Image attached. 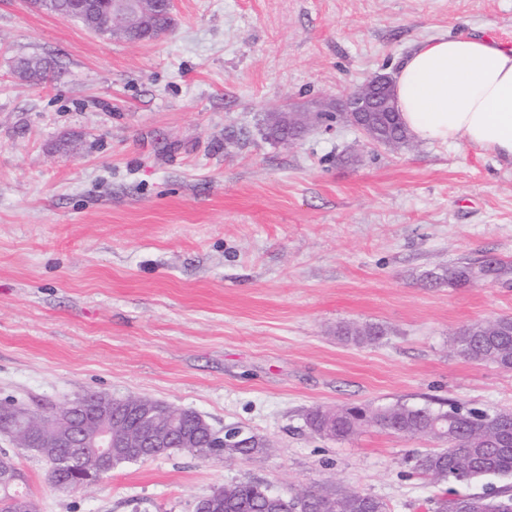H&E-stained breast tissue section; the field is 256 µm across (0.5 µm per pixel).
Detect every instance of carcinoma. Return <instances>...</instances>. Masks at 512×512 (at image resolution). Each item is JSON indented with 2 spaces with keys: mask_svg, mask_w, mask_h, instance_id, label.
Instances as JSON below:
<instances>
[{
  "mask_svg": "<svg viewBox=\"0 0 512 512\" xmlns=\"http://www.w3.org/2000/svg\"><path fill=\"white\" fill-rule=\"evenodd\" d=\"M112 0H92V5L77 21L86 28L105 33ZM173 18L158 14L147 29L133 35V40L150 38V30L169 28ZM16 70L23 78L42 81L48 66L38 60L22 58ZM370 132L377 142L403 146L409 136L396 112L392 89L381 94V109L367 116ZM425 279L433 288L465 287L478 282L498 283L512 287V264L500 259L477 262L463 261L448 268L430 270ZM336 335L354 344H371L384 336L379 325L353 326L339 324ZM453 350L461 357L480 363H492L512 371V317L492 321H475L460 329L452 339ZM92 407L79 413L74 423L88 433L107 428L113 435L135 433L139 420L127 416L114 422L122 410H113V399L102 394L89 395ZM161 411L168 418H177L183 435L192 440L190 452L208 460L224 461L237 456L251 457L266 450L265 441L255 434L248 437L244 448H216L217 439L202 427L198 417L179 414L166 407ZM0 412L17 417V429L31 439L49 435L44 424L45 414L28 412L12 404H0ZM310 430L334 440H346L362 427H376L390 434L407 438H425L438 443L432 450L413 457L414 469L435 482L470 486L490 476L512 475V413L476 410L458 401L448 402V408L430 405L412 406L397 402L375 409L364 406L343 407L336 411L316 409L307 416ZM11 470V480L0 483V512H36L33 500L19 490L24 475L11 460L3 456L0 467ZM101 469L97 449L88 448L77 465H61L50 471L51 481L58 485L66 480L87 489L97 482ZM308 498L298 500L295 492L271 494L253 482H243L224 488V500L215 505L214 512H387V505L379 498L336 483H328L307 490ZM431 512H512V487L488 486L481 493H454L431 500Z\"/></svg>",
  "mask_w": 512,
  "mask_h": 512,
  "instance_id": "obj_1",
  "label": "carcinoma"
}]
</instances>
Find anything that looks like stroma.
<instances>
[{
  "mask_svg": "<svg viewBox=\"0 0 512 512\" xmlns=\"http://www.w3.org/2000/svg\"><path fill=\"white\" fill-rule=\"evenodd\" d=\"M512 46V0H175L129 42L0 0V402L52 412L148 396L240 426L267 453L124 464L85 491L0 434L37 512H195L235 482H325L429 512L424 439L312 434L313 407L456 400L512 412V371L453 353L512 288L429 287L425 271L512 261V163L465 145L368 143L355 128L268 136L295 103L335 110L434 37ZM56 63L33 84L15 62ZM378 323L370 346L338 323Z\"/></svg>",
  "mask_w": 512,
  "mask_h": 512,
  "instance_id": "stroma-1",
  "label": "stroma"
}]
</instances>
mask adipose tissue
<instances>
[{
  "label": "adipose tissue",
  "instance_id": "1",
  "mask_svg": "<svg viewBox=\"0 0 512 512\" xmlns=\"http://www.w3.org/2000/svg\"><path fill=\"white\" fill-rule=\"evenodd\" d=\"M393 78L395 105L416 139L464 144L512 160V47L430 38Z\"/></svg>",
  "mask_w": 512,
  "mask_h": 512
}]
</instances>
